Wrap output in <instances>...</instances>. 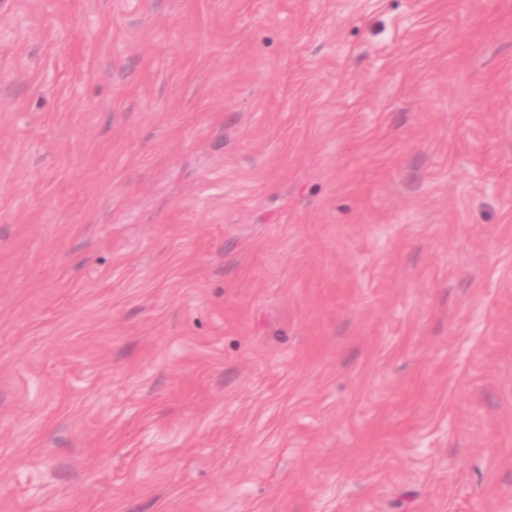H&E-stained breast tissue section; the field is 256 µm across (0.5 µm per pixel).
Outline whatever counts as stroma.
Wrapping results in <instances>:
<instances>
[{
  "mask_svg": "<svg viewBox=\"0 0 512 512\" xmlns=\"http://www.w3.org/2000/svg\"><path fill=\"white\" fill-rule=\"evenodd\" d=\"M0 512H512V0H0Z\"/></svg>",
  "mask_w": 512,
  "mask_h": 512,
  "instance_id": "obj_1",
  "label": "stroma"
}]
</instances>
